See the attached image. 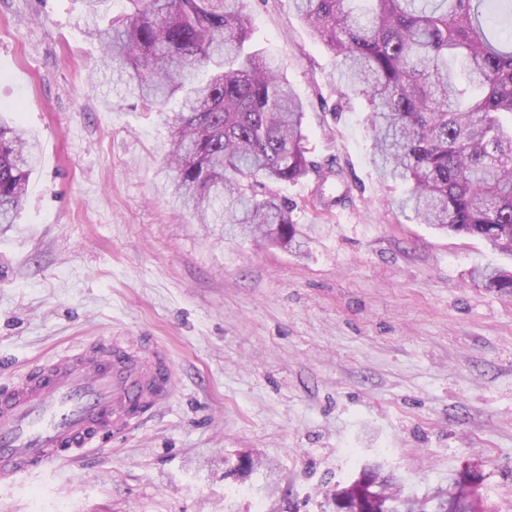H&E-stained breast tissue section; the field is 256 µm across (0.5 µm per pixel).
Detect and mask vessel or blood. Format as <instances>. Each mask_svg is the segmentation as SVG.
Masks as SVG:
<instances>
[{"instance_id":"obj_1","label":"vessel or blood","mask_w":512,"mask_h":512,"mask_svg":"<svg viewBox=\"0 0 512 512\" xmlns=\"http://www.w3.org/2000/svg\"><path fill=\"white\" fill-rule=\"evenodd\" d=\"M177 384L165 347L108 336L1 385L0 485L126 437Z\"/></svg>"}]
</instances>
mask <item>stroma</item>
I'll list each match as a JSON object with an SVG mask.
<instances>
[{
	"label": "stroma",
	"mask_w": 512,
	"mask_h": 512,
	"mask_svg": "<svg viewBox=\"0 0 512 512\" xmlns=\"http://www.w3.org/2000/svg\"><path fill=\"white\" fill-rule=\"evenodd\" d=\"M246 11L305 106L316 170L272 187L299 253L181 210L173 130L114 100L78 0H0V105L41 147L0 224V385L103 336L152 337L179 378L122 442L0 486V512H335L371 465L423 499L468 462L512 512V298L471 276L512 256L400 210L334 56L289 0ZM239 452L254 471L225 476Z\"/></svg>",
	"instance_id": "obj_1"
}]
</instances>
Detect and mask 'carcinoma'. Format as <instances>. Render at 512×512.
I'll list each match as a JSON object with an SVG mask.
<instances>
[{"instance_id":"carcinoma-1","label":"carcinoma","mask_w":512,"mask_h":512,"mask_svg":"<svg viewBox=\"0 0 512 512\" xmlns=\"http://www.w3.org/2000/svg\"><path fill=\"white\" fill-rule=\"evenodd\" d=\"M86 33L125 86L122 98L160 107L172 124L167 153L174 194L201 224L240 227L298 250L288 202L268 183L314 169L302 132L304 104L265 56L246 50L245 0H81ZM314 39L336 57V82L369 105L372 163L409 185L399 208L442 232L482 239L512 254V0H292ZM38 163V143L0 119V224L15 223ZM474 278L512 296V271ZM379 470L344 488L372 491L367 512H426L381 491ZM465 480L433 512H475Z\"/></svg>"}]
</instances>
